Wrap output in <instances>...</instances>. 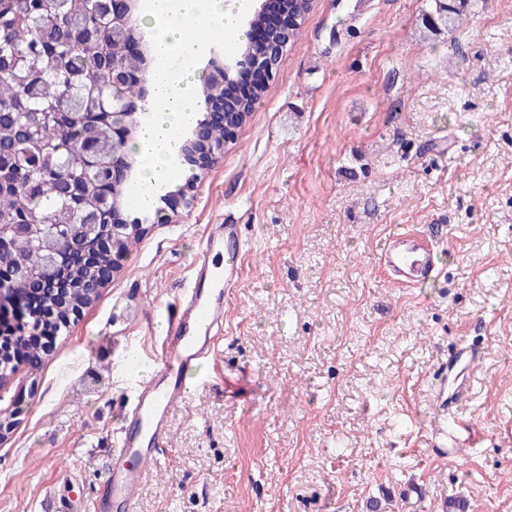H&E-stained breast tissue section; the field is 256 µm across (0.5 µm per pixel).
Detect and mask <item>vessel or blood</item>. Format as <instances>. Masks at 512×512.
Listing matches in <instances>:
<instances>
[{
	"label": "vessel or blood",
	"mask_w": 512,
	"mask_h": 512,
	"mask_svg": "<svg viewBox=\"0 0 512 512\" xmlns=\"http://www.w3.org/2000/svg\"><path fill=\"white\" fill-rule=\"evenodd\" d=\"M206 248L223 250L224 266L214 270L203 262L196 268L162 339L160 369L154 377L138 384L128 424L117 440V455L131 458L132 463L107 470L95 497L96 512H134V491L142 482L147 465L158 457L160 444L169 436L172 408L188 396V375L217 358L224 333V299L242 272L239 225H219L209 234ZM378 263L411 286L439 273L436 249L426 247L421 235L412 231L395 234ZM464 433V426L451 420L447 412H440L434 436L435 445L443 454H453L462 444Z\"/></svg>",
	"instance_id": "obj_1"
}]
</instances>
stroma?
I'll return each mask as SVG.
<instances>
[{
	"instance_id": "obj_1",
	"label": "stroma",
	"mask_w": 512,
	"mask_h": 512,
	"mask_svg": "<svg viewBox=\"0 0 512 512\" xmlns=\"http://www.w3.org/2000/svg\"><path fill=\"white\" fill-rule=\"evenodd\" d=\"M426 0H315L260 105L191 207L156 203L98 301L39 370L0 387V512H92L118 409L159 367L167 320L217 225L245 241L218 372L170 413L135 512H512V0H469L456 30ZM438 246L416 287L378 266L393 234ZM209 255V254H206ZM220 262L219 254L209 255ZM479 354L431 446L436 366ZM436 395L441 399V409L434 433V446L435 448H442V454H448V457H452L455 448L460 446L463 441L470 439L471 434L468 427L461 426L454 420L448 418L447 406L444 403L448 399H443L442 401L440 393H437ZM464 433L467 434V438L463 440Z\"/></svg>"
}]
</instances>
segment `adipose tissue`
I'll list each match as a JSON object with an SVG mask.
<instances>
[{
    "mask_svg": "<svg viewBox=\"0 0 512 512\" xmlns=\"http://www.w3.org/2000/svg\"><path fill=\"white\" fill-rule=\"evenodd\" d=\"M250 9L251 0H145L143 18L155 63L150 112L136 144L142 159L141 188L133 199L136 208H151V187L171 182L170 146L199 117L201 104L194 94L199 72L194 61L200 43L195 29L215 20L224 28L225 41L236 42L244 33L242 19Z\"/></svg>",
    "mask_w": 512,
    "mask_h": 512,
    "instance_id": "1",
    "label": "adipose tissue"
}]
</instances>
